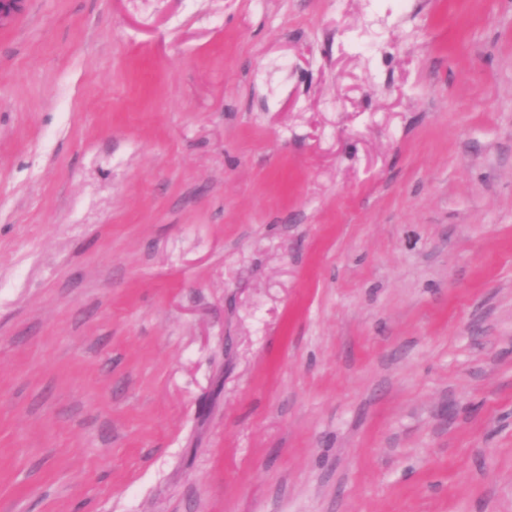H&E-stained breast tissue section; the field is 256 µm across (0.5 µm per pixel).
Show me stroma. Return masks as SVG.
<instances>
[{"instance_id": "stroma-1", "label": "stroma", "mask_w": 512, "mask_h": 512, "mask_svg": "<svg viewBox=\"0 0 512 512\" xmlns=\"http://www.w3.org/2000/svg\"><path fill=\"white\" fill-rule=\"evenodd\" d=\"M0 512H512V0H24Z\"/></svg>"}]
</instances>
